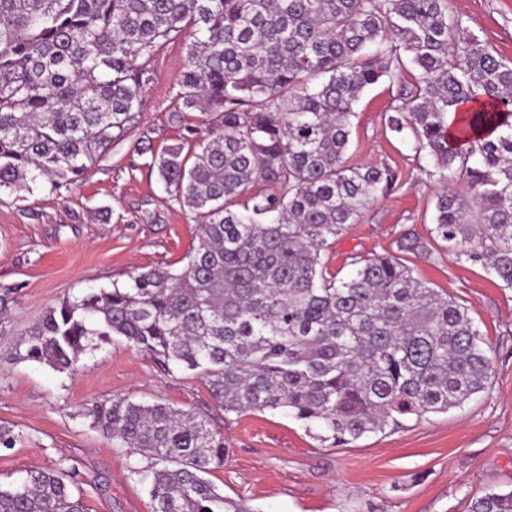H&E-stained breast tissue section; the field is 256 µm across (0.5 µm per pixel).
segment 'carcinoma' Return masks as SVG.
Returning a JSON list of instances; mask_svg holds the SVG:
<instances>
[{
	"label": "carcinoma",
	"mask_w": 512,
	"mask_h": 512,
	"mask_svg": "<svg viewBox=\"0 0 512 512\" xmlns=\"http://www.w3.org/2000/svg\"><path fill=\"white\" fill-rule=\"evenodd\" d=\"M449 0H0V193L44 178L75 183L134 128L150 58L190 31L174 116L219 124L151 153L171 201L194 215L179 272L132 277L48 308L19 357L72 373L119 338L165 371L207 381L227 413L281 409L330 446L460 408L489 385L493 359L467 309L401 258L354 256L346 279L322 253L399 181L386 163L350 165L365 90L412 76L387 117L431 157L430 235L512 288V66L450 14ZM473 102L450 132L448 112ZM462 179L467 191L452 188ZM268 191L251 192L256 182ZM400 253L428 254L412 230ZM92 425L151 458L152 512H253L204 478L224 437L190 410L96 401ZM67 471L0 488V512H87ZM467 512H512V491Z\"/></svg>",
	"instance_id": "obj_1"
}]
</instances>
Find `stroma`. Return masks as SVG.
<instances>
[{
	"mask_svg": "<svg viewBox=\"0 0 512 512\" xmlns=\"http://www.w3.org/2000/svg\"><path fill=\"white\" fill-rule=\"evenodd\" d=\"M452 16L493 53L512 62V0H451ZM185 37L155 52L154 83L129 138L113 145L80 179L49 191L0 194V422L20 440L0 452V486L30 470L66 468L87 512H151L148 485L129 471V451L93 428L92 402L118 397L191 410L224 437L226 458L209 480L253 512H466L471 497L512 490V289L443 243L402 260L428 286L464 305L493 352L489 388L463 408L432 415L354 444L322 446L314 431L280 411L225 413L201 375L161 371L146 352L115 341L86 352L73 374L17 359L18 333L64 297L128 285L151 268L180 271L195 245L193 215L174 204L149 169L152 152L180 143L201 112L172 117L186 64ZM398 84L382 80L355 107L349 164L385 162L400 183L367 207L323 254L344 278L351 255L395 251L406 230L428 237L436 185L385 119ZM149 151L138 154L135 142Z\"/></svg>",
	"mask_w": 512,
	"mask_h": 512,
	"instance_id": "35a3bbf8",
	"label": "stroma"
}]
</instances>
